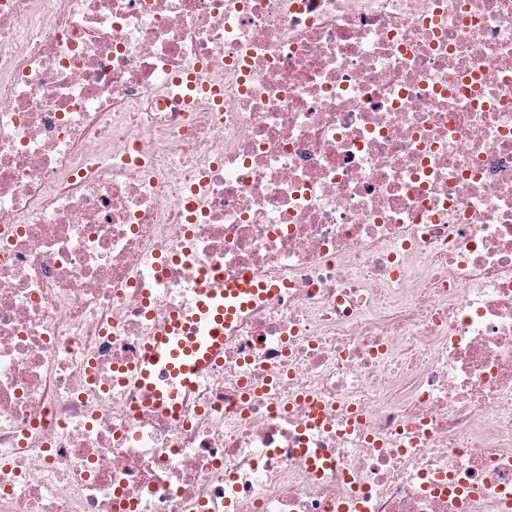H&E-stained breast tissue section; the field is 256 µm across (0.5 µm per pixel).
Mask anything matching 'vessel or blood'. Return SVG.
<instances>
[{"instance_id":"obj_1","label":"vessel or blood","mask_w":512,"mask_h":512,"mask_svg":"<svg viewBox=\"0 0 512 512\" xmlns=\"http://www.w3.org/2000/svg\"><path fill=\"white\" fill-rule=\"evenodd\" d=\"M264 294L250 280L226 282L205 275L194 299L192 316L170 315L163 329L152 336L135 375L151 407L176 415L182 398L199 382L204 370L224 354L238 315Z\"/></svg>"}]
</instances>
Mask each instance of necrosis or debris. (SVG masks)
I'll return each mask as SVG.
<instances>
[{"mask_svg":"<svg viewBox=\"0 0 512 512\" xmlns=\"http://www.w3.org/2000/svg\"><path fill=\"white\" fill-rule=\"evenodd\" d=\"M0 512H512V0H0ZM251 281L229 283L223 277L205 275L195 295L192 317L170 314L165 327L151 336L135 375L151 407L175 416L183 396L198 384L202 372L222 359L224 337L231 334L235 319L265 291L273 290L255 288Z\"/></svg>","mask_w":512,"mask_h":512,"instance_id":"obj_1","label":"necrosis or debris"}]
</instances>
